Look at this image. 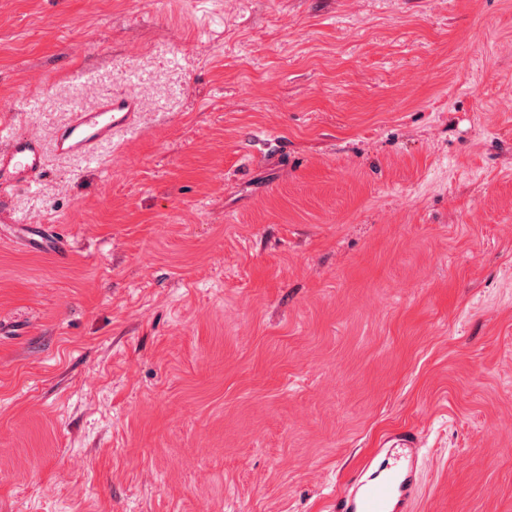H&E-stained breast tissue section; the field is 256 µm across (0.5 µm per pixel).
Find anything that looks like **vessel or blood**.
Wrapping results in <instances>:
<instances>
[{"label":"vessel or blood","instance_id":"b4317fda","mask_svg":"<svg viewBox=\"0 0 512 512\" xmlns=\"http://www.w3.org/2000/svg\"><path fill=\"white\" fill-rule=\"evenodd\" d=\"M141 107L138 93L128 91L71 113L54 129L50 141L33 135H0V224L8 223L11 199L18 189L42 183L49 155H92L99 144L125 131ZM37 237L56 262L67 260V247L46 225H39ZM421 460L417 434L404 431L389 436L357 467L345 491L337 495L332 512H414Z\"/></svg>","mask_w":512,"mask_h":512}]
</instances>
